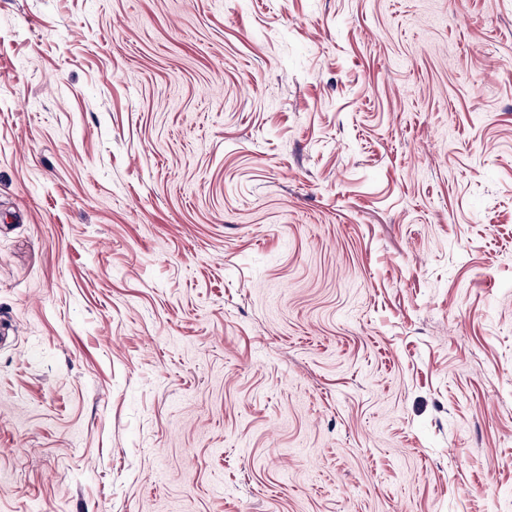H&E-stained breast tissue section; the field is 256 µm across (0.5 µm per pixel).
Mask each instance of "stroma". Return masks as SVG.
<instances>
[{
    "mask_svg": "<svg viewBox=\"0 0 512 512\" xmlns=\"http://www.w3.org/2000/svg\"><path fill=\"white\" fill-rule=\"evenodd\" d=\"M0 512H512V0H0Z\"/></svg>",
    "mask_w": 512,
    "mask_h": 512,
    "instance_id": "35a3bbf8",
    "label": "stroma"
}]
</instances>
